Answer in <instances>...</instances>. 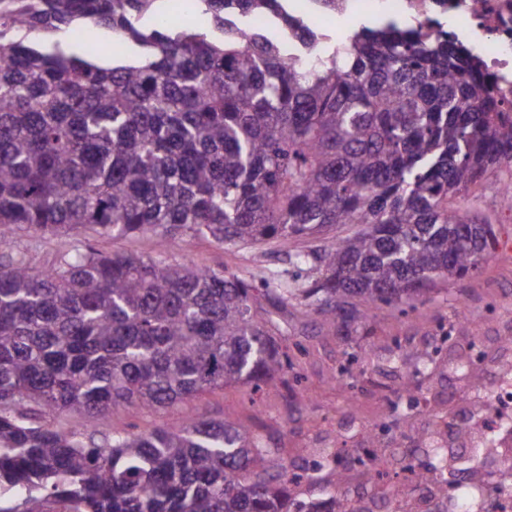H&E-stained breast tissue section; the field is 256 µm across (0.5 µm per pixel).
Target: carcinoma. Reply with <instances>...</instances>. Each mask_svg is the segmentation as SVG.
Here are the masks:
<instances>
[{
	"mask_svg": "<svg viewBox=\"0 0 512 512\" xmlns=\"http://www.w3.org/2000/svg\"><path fill=\"white\" fill-rule=\"evenodd\" d=\"M159 0H0V245L18 229L72 236L187 233L259 245L358 224L298 252L304 289L328 322L409 304L438 280L476 271L490 224L448 198L512 163V105L448 33L361 27L321 51L287 0H200L208 28L178 29ZM272 16L288 33L240 26ZM112 30V62L94 28ZM127 43L139 47L121 57ZM290 51L284 52V44ZM264 297L190 260L75 244L48 269L0 262V512L45 499L81 512H371L343 493L300 507L299 475L257 470L248 429L188 416L177 429L114 433L54 421L164 408L212 388L260 387L283 364ZM404 469L448 497L471 425L446 423ZM442 462L426 468L415 449Z\"/></svg>",
	"mask_w": 512,
	"mask_h": 512,
	"instance_id": "cac0c4a2",
	"label": "carcinoma"
}]
</instances>
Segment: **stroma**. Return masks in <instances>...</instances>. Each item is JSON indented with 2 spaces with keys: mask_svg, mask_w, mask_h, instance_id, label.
I'll list each match as a JSON object with an SVG mask.
<instances>
[{
  "mask_svg": "<svg viewBox=\"0 0 512 512\" xmlns=\"http://www.w3.org/2000/svg\"><path fill=\"white\" fill-rule=\"evenodd\" d=\"M500 168L451 198L452 206L486 219L499 243L470 278L436 282L405 311L379 305L368 319L328 329L308 312L303 296L288 304H268L284 334L280 351L285 366L277 378L254 388L236 385L204 391L192 400L164 410L121 408L93 418L97 437L115 432L146 434L156 427L181 426L186 416L240 424L258 436L268 452L260 466L269 473L290 470L333 451L340 464L343 493L365 494L362 474L383 468L386 461L414 447L417 437L435 426L436 414L461 405L468 387L449 372V362L471 365L493 381L490 363L500 337L512 334V205L495 192L498 180L511 173ZM357 227L338 224L318 235L289 243L270 241L255 247H223L211 239L187 234L177 238L151 235L112 239L83 232L84 243L104 252L189 258L200 268L235 275L265 290L268 274L282 281H302L306 271L293 263L299 251L318 250L352 235ZM68 236H33L16 231L11 251L28 255L41 270L72 245ZM464 325H457L459 308ZM380 445L368 449L365 434Z\"/></svg>",
  "mask_w": 512,
  "mask_h": 512,
  "instance_id": "obj_1",
  "label": "stroma"
}]
</instances>
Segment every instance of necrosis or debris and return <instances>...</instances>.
Wrapping results in <instances>:
<instances>
[{"instance_id":"necrosis-or-debris-1","label":"necrosis or debris","mask_w":512,"mask_h":512,"mask_svg":"<svg viewBox=\"0 0 512 512\" xmlns=\"http://www.w3.org/2000/svg\"><path fill=\"white\" fill-rule=\"evenodd\" d=\"M384 17L424 35L448 31L477 51L493 91L512 103V0H381ZM471 399L485 403L476 420V442L492 438L500 450L499 464L490 467L472 489L483 512H512V370L472 389Z\"/></svg>"}]
</instances>
